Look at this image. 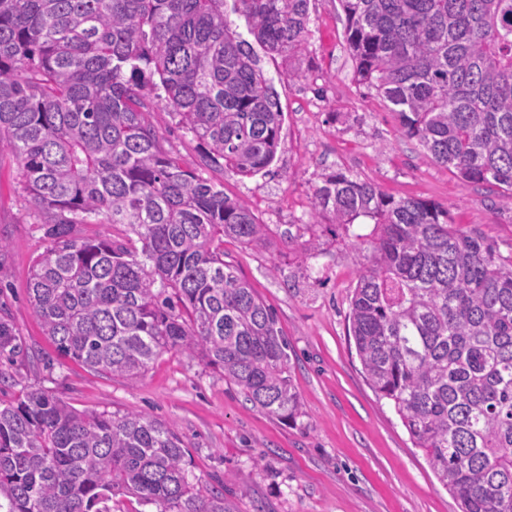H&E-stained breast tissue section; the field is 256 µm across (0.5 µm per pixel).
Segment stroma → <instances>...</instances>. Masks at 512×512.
Instances as JSON below:
<instances>
[{"mask_svg":"<svg viewBox=\"0 0 512 512\" xmlns=\"http://www.w3.org/2000/svg\"><path fill=\"white\" fill-rule=\"evenodd\" d=\"M312 37L293 56H266L284 112L268 174L225 169L224 191L276 234L258 248L228 239L224 259L272 308L288 340L292 384L303 414L286 423L247 402L239 388L201 360L161 354L136 378L109 377L59 355L27 303L34 258L46 242L8 147H0V240L7 243L5 288L20 339L53 362L0 359L9 383L0 401L43 387L80 410L140 412L172 424L188 446L190 469L205 488H223L238 512H458L388 401L366 382L348 332L349 296L367 250L322 232L311 252L287 248L289 225L310 223L313 193L340 169L397 198L430 200L456 228L512 256V202L490 185L462 186L448 168L407 139L386 101L355 80L340 0H310ZM185 168L212 177L196 141L167 111L151 113Z\"/></svg>","mask_w":512,"mask_h":512,"instance_id":"obj_1","label":"stroma"}]
</instances>
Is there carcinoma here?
I'll return each instance as SVG.
<instances>
[{"instance_id":"carcinoma-1","label":"carcinoma","mask_w":512,"mask_h":512,"mask_svg":"<svg viewBox=\"0 0 512 512\" xmlns=\"http://www.w3.org/2000/svg\"><path fill=\"white\" fill-rule=\"evenodd\" d=\"M0 0V145L13 152L47 241L28 301L59 354L137 377L164 351L199 357L269 415L303 414L272 310L224 261V239L273 231L224 183L182 166L149 119L178 118L203 164L254 176L284 120L254 45L296 55L310 0ZM357 81L403 134L468 185L512 199V0H341ZM369 245L349 301L365 379L389 400L461 512H512V259L448 223V208L395 198L336 170L313 194ZM360 217L370 233L353 230ZM84 224H121L112 239ZM50 359L0 316V356ZM173 426L79 411L44 389L0 403V512H236L191 479Z\"/></svg>"}]
</instances>
